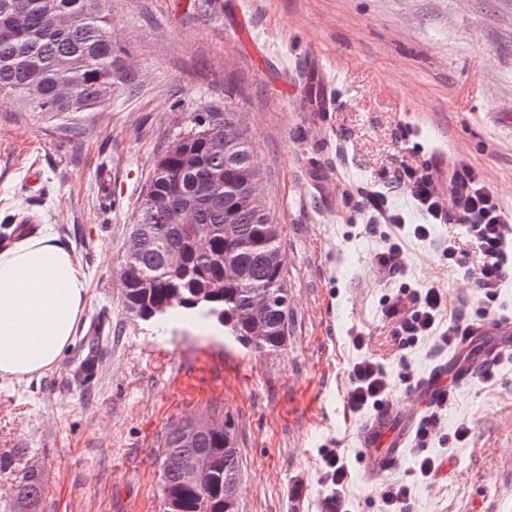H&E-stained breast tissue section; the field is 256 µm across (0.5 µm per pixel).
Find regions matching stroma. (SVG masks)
I'll list each match as a JSON object with an SVG mask.
<instances>
[{
  "label": "stroma",
  "instance_id": "1",
  "mask_svg": "<svg viewBox=\"0 0 512 512\" xmlns=\"http://www.w3.org/2000/svg\"><path fill=\"white\" fill-rule=\"evenodd\" d=\"M109 0L124 63L112 98L74 119L21 111L0 99V240L27 219L53 227L90 279L77 335L60 363L20 381L0 379V456L27 449L43 476L40 512H165L161 450L188 419L229 420L242 458L239 512H320L324 454L350 463L354 512H378L375 488L404 480L416 454L378 479L366 475L369 414L346 406L359 356L350 328L388 377L387 406L410 405L416 384L450 355L399 346L383 325V284L371 255L385 227L369 224L362 186L409 220L421 215L388 183L399 163L429 167L442 152L469 167L512 208V0ZM320 58L334 107L306 112V64ZM230 106L263 175L270 217L284 228L291 297L284 349L265 356L197 321L154 332L126 317L116 271L141 195L163 146L190 113ZM38 167L42 180L30 185ZM112 188L104 190L103 175ZM439 224L411 245L405 282L444 288L449 309L468 301L483 322V358L512 320V277L483 318L473 279L442 248L463 237ZM96 336L92 383L77 372ZM469 438L430 453L448 467L411 490L410 512H512V354L491 379L457 387L444 424Z\"/></svg>",
  "mask_w": 512,
  "mask_h": 512
}]
</instances>
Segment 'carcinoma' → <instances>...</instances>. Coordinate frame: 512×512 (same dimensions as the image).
Here are the masks:
<instances>
[{"mask_svg": "<svg viewBox=\"0 0 512 512\" xmlns=\"http://www.w3.org/2000/svg\"><path fill=\"white\" fill-rule=\"evenodd\" d=\"M108 0H0V95L11 96L25 109L51 117L92 112L112 98V86L123 75L122 60L112 42ZM81 56L77 71L60 68ZM59 80L72 87V98L61 102L52 90ZM36 85L42 96L33 98ZM237 128V136L214 151L211 140ZM219 170L224 181L207 185L203 172ZM261 178L238 113L229 107L193 112L186 127L167 142L132 225L123 254L129 277L121 286L126 315L134 321L157 322L178 309L224 328L243 347L261 355H276L288 336L289 293L281 248L282 225L252 210L240 193L250 180ZM180 186L175 205L193 211L194 223L173 224L155 212L149 193ZM182 253L178 267L165 254ZM234 268L238 276L226 275ZM258 292L272 300L254 303ZM265 336H252L255 323ZM185 421L169 431L161 455L163 498L178 504V512H237L241 470L231 422L222 431H198L190 440ZM208 453L213 468L200 483L184 479L197 457ZM42 478L34 469L17 476L16 493L7 512H39Z\"/></svg>", "mask_w": 512, "mask_h": 512, "instance_id": "cac0c4a2", "label": "carcinoma"}]
</instances>
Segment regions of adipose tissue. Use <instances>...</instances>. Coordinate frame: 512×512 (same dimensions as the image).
I'll return each mask as SVG.
<instances>
[{
  "mask_svg": "<svg viewBox=\"0 0 512 512\" xmlns=\"http://www.w3.org/2000/svg\"><path fill=\"white\" fill-rule=\"evenodd\" d=\"M87 275L51 230L0 251V378L56 365L77 332Z\"/></svg>",
  "mask_w": 512,
  "mask_h": 512,
  "instance_id": "1",
  "label": "adipose tissue"
}]
</instances>
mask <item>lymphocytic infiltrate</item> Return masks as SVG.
I'll list each match as a JSON object with an SVG mask.
<instances>
[{
  "instance_id": "1",
  "label": "lymphocytic infiltrate",
  "mask_w": 512,
  "mask_h": 512,
  "mask_svg": "<svg viewBox=\"0 0 512 512\" xmlns=\"http://www.w3.org/2000/svg\"><path fill=\"white\" fill-rule=\"evenodd\" d=\"M390 183L403 190L423 221L407 223L402 211L382 204L378 191L359 188L360 197L370 205L372 223L387 228L383 249L371 258L375 275L384 281L406 276L409 245L428 241L434 225L459 223L465 227L464 241L449 238L442 254L449 266L465 270L486 300H493L498 288L512 276V210L498 194L469 168L449 172L448 187L443 190L430 170L421 171L404 163L394 169ZM447 307L444 289L427 285L406 288L401 294L386 298L383 315L399 345L429 340L437 351L444 352L448 347L457 348L471 340L478 328L477 323L466 322L463 310L451 314ZM388 394L389 383L382 364L365 356L353 363L346 401L350 412L359 414L379 408ZM449 399L446 393L436 397L422 413L415 430L420 453L409 471L411 479L377 489L379 512H407L412 483L428 482L438 476L441 461L427 453L431 440L445 445L468 439L467 426H457L451 432L442 427ZM349 478L343 456L328 452L319 476L320 482L330 490L324 512H351L346 494Z\"/></svg>"
}]
</instances>
